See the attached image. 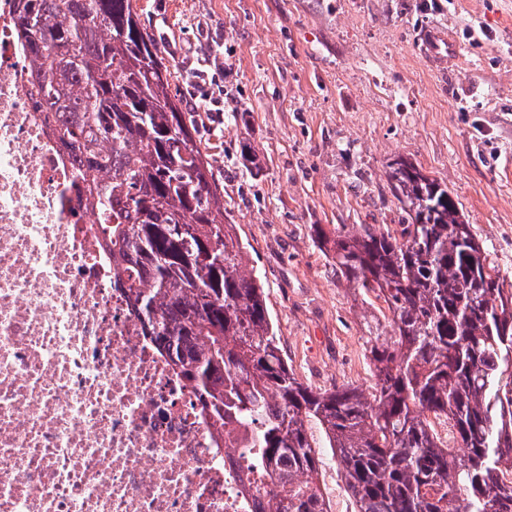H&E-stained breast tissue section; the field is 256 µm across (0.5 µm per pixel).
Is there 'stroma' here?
<instances>
[{
	"label": "stroma",
	"instance_id": "35a3bbf8",
	"mask_svg": "<svg viewBox=\"0 0 512 512\" xmlns=\"http://www.w3.org/2000/svg\"><path fill=\"white\" fill-rule=\"evenodd\" d=\"M428 2L137 0L183 108L201 113L288 363L317 390L370 385L365 323L383 303L337 278L311 227L397 223L392 159L447 186L512 283V0ZM429 26L455 31L456 71L424 59Z\"/></svg>",
	"mask_w": 512,
	"mask_h": 512
}]
</instances>
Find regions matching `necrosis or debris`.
<instances>
[{"mask_svg": "<svg viewBox=\"0 0 512 512\" xmlns=\"http://www.w3.org/2000/svg\"><path fill=\"white\" fill-rule=\"evenodd\" d=\"M0 0V512H259L276 487L112 288L106 242Z\"/></svg>", "mask_w": 512, "mask_h": 512, "instance_id": "4bbe7bcc", "label": "necrosis or debris"}]
</instances>
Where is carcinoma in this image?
<instances>
[{
  "instance_id": "1",
  "label": "carcinoma",
  "mask_w": 512,
  "mask_h": 512,
  "mask_svg": "<svg viewBox=\"0 0 512 512\" xmlns=\"http://www.w3.org/2000/svg\"><path fill=\"white\" fill-rule=\"evenodd\" d=\"M15 11L31 93L85 166L112 287L205 418L257 449L253 466L279 488L261 512H327L314 429L356 512H512V287L448 188L399 157L387 171L399 223L340 224L333 239L312 225L339 277L391 314L389 333L367 326L372 383L315 390L288 367L196 115L136 0Z\"/></svg>"
}]
</instances>
